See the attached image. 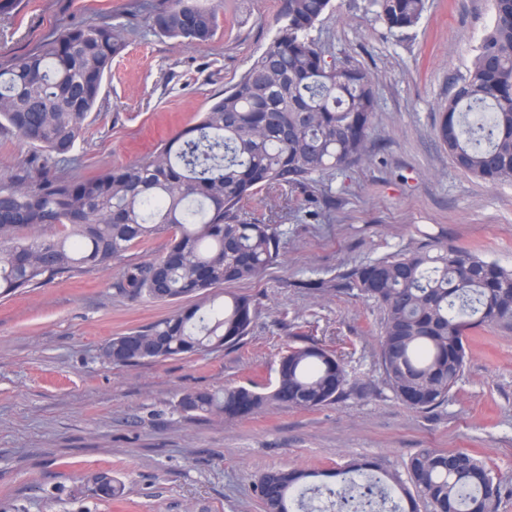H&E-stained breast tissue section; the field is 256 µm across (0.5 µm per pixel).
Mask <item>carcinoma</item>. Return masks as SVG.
I'll list each match as a JSON object with an SVG mask.
<instances>
[{
    "label": "carcinoma",
    "mask_w": 512,
    "mask_h": 512,
    "mask_svg": "<svg viewBox=\"0 0 512 512\" xmlns=\"http://www.w3.org/2000/svg\"><path fill=\"white\" fill-rule=\"evenodd\" d=\"M493 21L470 68L457 79L436 127L453 163L487 183L512 180V0H492ZM330 0H284L276 38L223 96L155 152L89 178L58 175L88 126L112 60L126 43L112 28L80 26L35 51L0 65V129L43 152L25 179L0 181V296L81 269L106 270L134 246L166 236L158 256L130 264L116 283L133 299L189 306L143 328L112 337L102 349L114 365L182 358L234 347L250 334L257 309L250 296L224 292L274 264L280 225L260 223L247 203L266 190L315 189L368 158L377 99L365 68L329 63L311 32ZM392 32L417 25L425 0H368ZM162 36L210 42L218 11L200 0H161L151 14ZM489 112L490 122L470 121ZM336 287L382 310L379 356L396 398L419 413L442 406L464 374L466 341L477 329L512 325V269L472 251L431 239L424 246L354 266ZM341 356L317 342L288 348L271 390L229 385L187 390L178 408L194 417L240 415L239 396L253 397L251 414L274 407L315 410L345 393ZM410 485L376 473L369 461L343 471L271 469L257 484L263 512H309L298 489L325 477L317 493L329 507L379 512L392 488L417 512H498L491 470L474 453L420 448L409 459ZM97 496L118 499L122 483L109 471L85 478Z\"/></svg>",
    "instance_id": "1"
}]
</instances>
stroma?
Returning a JSON list of instances; mask_svg holds the SVG:
<instances>
[{"label":"stroma","instance_id":"1","mask_svg":"<svg viewBox=\"0 0 512 512\" xmlns=\"http://www.w3.org/2000/svg\"><path fill=\"white\" fill-rule=\"evenodd\" d=\"M156 0H14L0 11V62L66 29L105 25L127 42L97 112L57 174L89 177L154 151L195 123L274 39L281 0H202L219 9L204 45L156 34ZM366 0H331L314 30L327 62L364 66L378 112L369 159L319 190L269 191L250 202L281 221L279 256L236 284L259 313L237 346L133 366L102 356L112 336L166 317L172 304L131 299L123 268L160 254L158 237L105 271L83 269L0 297V512H262L259 476L273 468L331 470L368 459L405 475L420 448L476 451L512 512V327L472 333L465 374L429 413L404 406L378 356L381 314L337 291L360 263L425 244L468 248L512 268V182L465 173L434 126L452 81L470 67L493 17L491 0H426L419 23L392 33ZM314 340L341 352L348 377L335 404L274 408L248 418H187L182 392L217 391L277 376L278 353ZM111 471L124 486L105 501L83 486Z\"/></svg>","mask_w":512,"mask_h":512}]
</instances>
